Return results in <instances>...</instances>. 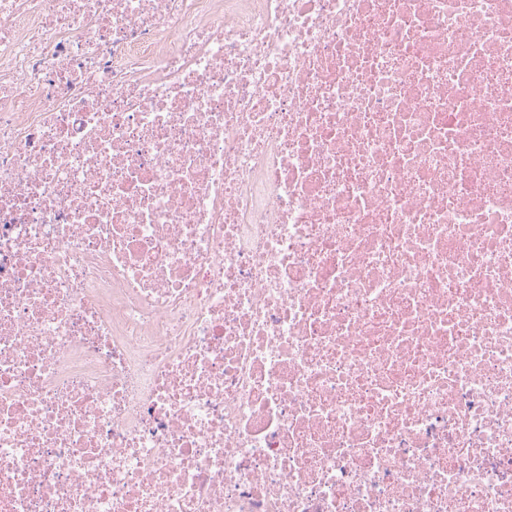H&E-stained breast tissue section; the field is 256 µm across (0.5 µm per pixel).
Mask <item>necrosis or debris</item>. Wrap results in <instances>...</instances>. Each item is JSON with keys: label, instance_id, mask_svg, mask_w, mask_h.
Listing matches in <instances>:
<instances>
[{"label": "necrosis or debris", "instance_id": "necrosis-or-debris-1", "mask_svg": "<svg viewBox=\"0 0 512 512\" xmlns=\"http://www.w3.org/2000/svg\"><path fill=\"white\" fill-rule=\"evenodd\" d=\"M0 512H512V0H0Z\"/></svg>", "mask_w": 512, "mask_h": 512}]
</instances>
